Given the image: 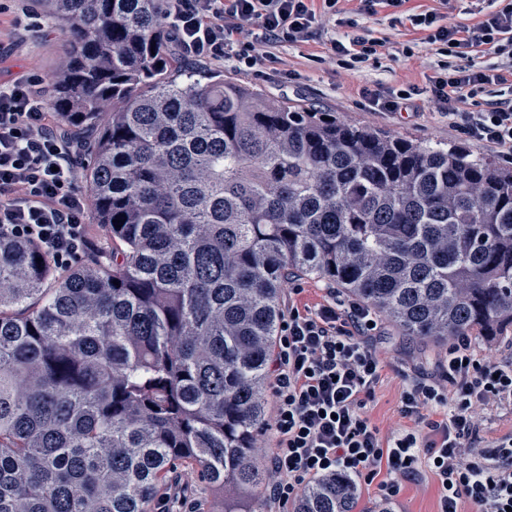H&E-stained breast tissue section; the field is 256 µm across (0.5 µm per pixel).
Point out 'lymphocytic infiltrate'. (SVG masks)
<instances>
[{
	"label": "lymphocytic infiltrate",
	"mask_w": 512,
	"mask_h": 512,
	"mask_svg": "<svg viewBox=\"0 0 512 512\" xmlns=\"http://www.w3.org/2000/svg\"><path fill=\"white\" fill-rule=\"evenodd\" d=\"M173 40L188 60L252 64L254 53L307 38L315 20L309 0H164ZM234 25H225V18ZM440 52L512 46V0L474 27L421 17ZM497 69L458 68L435 76L432 92L459 135L512 160V101L484 112L459 103L483 86L504 84ZM73 139L55 121L35 79L0 85V238L33 242L56 268L95 247L87 201L79 193ZM290 289L271 356V429L275 451L269 498L286 508L312 481L345 473L395 498L402 482L430 471L439 484V512H512V437L485 445L478 410H512V360L458 336L430 374L407 376L400 412L414 429L381 438L366 413L379 379L374 342L391 330L365 302L327 286L322 303L298 302ZM442 419L425 418L426 407Z\"/></svg>",
	"instance_id": "1"
}]
</instances>
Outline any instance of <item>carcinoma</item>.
Wrapping results in <instances>:
<instances>
[{
	"label": "carcinoma",
	"instance_id": "carcinoma-1",
	"mask_svg": "<svg viewBox=\"0 0 512 512\" xmlns=\"http://www.w3.org/2000/svg\"><path fill=\"white\" fill-rule=\"evenodd\" d=\"M73 32L50 102L112 250L0 241V512H158L170 480L263 512L255 452L288 272L403 335L512 331V168L181 68L160 0H40ZM356 482L293 512H355Z\"/></svg>",
	"mask_w": 512,
	"mask_h": 512
}]
</instances>
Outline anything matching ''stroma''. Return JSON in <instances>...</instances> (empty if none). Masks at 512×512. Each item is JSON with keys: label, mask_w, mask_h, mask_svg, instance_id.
Listing matches in <instances>:
<instances>
[{"label": "stroma", "mask_w": 512, "mask_h": 512, "mask_svg": "<svg viewBox=\"0 0 512 512\" xmlns=\"http://www.w3.org/2000/svg\"><path fill=\"white\" fill-rule=\"evenodd\" d=\"M316 19L308 39L284 43L259 57L252 66L238 67L225 62L221 68L199 64L195 77L206 81L213 70L225 78L253 87L265 96L283 99L298 107H313L336 113L354 126L379 129L417 143L444 146L465 144L476 156L494 157V150L474 142H461L449 128L443 107L430 91V79L441 64L449 68L496 67L512 72V57L491 55L477 50L444 57L428 43L426 30L412 24L418 14L437 12L445 22L473 26L494 11L491 0H404L401 7L378 4L375 12L361 11L359 0H338L335 10L323 8L314 0ZM360 35L381 40L375 56L350 68L341 64L331 51L332 40ZM72 34L68 26L39 16L32 24L25 48L0 49V83L27 74L51 85L69 50ZM408 92L409 98L398 112H381L373 105L371 93L392 96ZM383 362L380 378L366 410L382 436L410 427L399 407L406 388L405 372L431 369L438 346L419 343L401 335L386 337L378 346ZM393 512H437L438 483L431 473L404 484L391 502Z\"/></svg>", "instance_id": "1"}]
</instances>
